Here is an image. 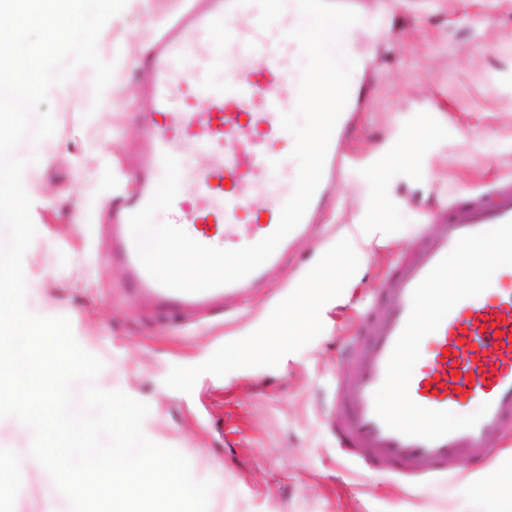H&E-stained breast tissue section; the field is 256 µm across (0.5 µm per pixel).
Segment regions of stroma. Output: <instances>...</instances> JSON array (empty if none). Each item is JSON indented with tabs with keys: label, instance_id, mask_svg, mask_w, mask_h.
I'll return each instance as SVG.
<instances>
[{
	"label": "stroma",
	"instance_id": "stroma-1",
	"mask_svg": "<svg viewBox=\"0 0 512 512\" xmlns=\"http://www.w3.org/2000/svg\"><path fill=\"white\" fill-rule=\"evenodd\" d=\"M183 7L127 0L98 37L100 58L114 66L102 95L93 68L78 66L49 90L54 135L20 145L38 158L23 174L37 229L22 261L27 310L68 318L76 341L104 364L97 385L148 405L144 434L181 452L194 479L213 480L208 512H465L464 473L412 483L383 467L362 469L341 457L328 416L354 300L372 299L392 254L414 243L428 211L512 174V0H365L363 17L380 28L369 54L370 104L353 115L351 163L335 194L265 287L179 329L128 298L123 269L106 260V224L114 198L133 190L121 176L146 136L150 90L137 64ZM420 112L449 137L424 155L421 181L391 180L389 196L407 224L375 232L379 247L330 302L322 332L277 366L204 373L188 393L168 387L173 367L200 365L263 325L266 309L286 298L289 275L314 265L317 241L362 223L370 197L362 168Z\"/></svg>",
	"mask_w": 512,
	"mask_h": 512
}]
</instances>
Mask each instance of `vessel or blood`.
Segmentation results:
<instances>
[{
  "label": "vessel or blood",
  "instance_id": "b4317fda",
  "mask_svg": "<svg viewBox=\"0 0 512 512\" xmlns=\"http://www.w3.org/2000/svg\"><path fill=\"white\" fill-rule=\"evenodd\" d=\"M255 14L254 0H194L141 64L152 91V109L145 115L146 147L133 173L137 192L112 206V250L107 259L123 266L129 296L176 317L208 311L264 282L294 240L307 234L313 215L335 190L344 162L341 136L350 122L346 112L332 132L321 182L300 223L244 278L188 293L161 285L142 266L129 219L152 198L164 172V155L176 158L180 168L170 222L206 246L258 243L277 228L293 193L297 172L281 163L274 151L288 137L281 116L297 104L292 19L284 17L279 28L264 30L255 23ZM220 37L234 60L221 87L202 77L208 47ZM370 40L367 30H355L357 53L350 79L355 91L363 85L364 50ZM257 54L266 59L260 69L250 66ZM200 99L205 109H197ZM203 150L211 154L212 163L199 169L193 158ZM257 196L265 199L261 215L243 223L242 213ZM429 219L418 244L395 254L381 278L379 298L359 317L357 335L348 338L351 370L336 374L331 411L332 434L343 454L368 470L391 464L396 473L417 481L447 475L449 461L468 458L478 448L496 447L512 432V288L498 278L478 296L456 303L430 333L432 357L409 383L411 399L428 409L454 412L467 402L487 405L478 423L427 440L388 428L374 405L410 315L415 288L461 237L512 221V176L496 178L480 193L460 192L448 205L431 211Z\"/></svg>",
  "mask_w": 512,
  "mask_h": 512
}]
</instances>
